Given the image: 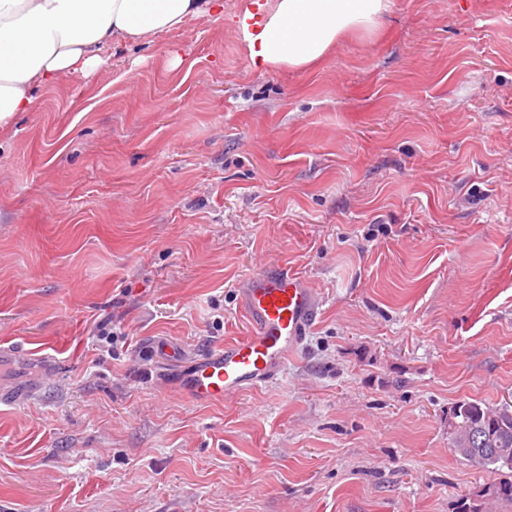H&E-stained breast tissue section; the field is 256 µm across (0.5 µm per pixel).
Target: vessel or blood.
<instances>
[{
	"mask_svg": "<svg viewBox=\"0 0 512 512\" xmlns=\"http://www.w3.org/2000/svg\"><path fill=\"white\" fill-rule=\"evenodd\" d=\"M240 305L250 323L248 336L193 358L176 343L160 346L161 358L172 365L167 385L194 402L210 404L269 382L302 343L318 313L312 289L284 266L248 278L240 291ZM54 373V366L48 365L40 376L0 387V403L25 400Z\"/></svg>",
	"mask_w": 512,
	"mask_h": 512,
	"instance_id": "vessel-or-blood-1",
	"label": "vessel or blood"
}]
</instances>
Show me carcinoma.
I'll use <instances>...</instances> for the list:
<instances>
[{
    "mask_svg": "<svg viewBox=\"0 0 512 512\" xmlns=\"http://www.w3.org/2000/svg\"><path fill=\"white\" fill-rule=\"evenodd\" d=\"M452 418L461 423L452 434V448L465 459L494 471L512 472V407L490 408L475 401L462 399L450 410ZM494 448L481 456L468 452L470 448ZM512 502V478L501 479L481 489L476 498L460 499L458 512H482L485 501Z\"/></svg>",
    "mask_w": 512,
    "mask_h": 512,
    "instance_id": "1",
    "label": "carcinoma"
}]
</instances>
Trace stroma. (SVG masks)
Here are the masks:
<instances>
[{"instance_id":"obj_1","label":"stroma","mask_w":512,"mask_h":512,"mask_svg":"<svg viewBox=\"0 0 512 512\" xmlns=\"http://www.w3.org/2000/svg\"><path fill=\"white\" fill-rule=\"evenodd\" d=\"M250 2L0 130V343L59 370L0 404V512H457L493 480L448 413L512 402V0H395L308 72L251 65ZM274 262L319 306L278 376L166 387L157 342L247 335Z\"/></svg>"}]
</instances>
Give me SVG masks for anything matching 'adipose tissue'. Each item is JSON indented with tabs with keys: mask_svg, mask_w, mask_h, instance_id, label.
I'll use <instances>...</instances> for the list:
<instances>
[{
	"mask_svg": "<svg viewBox=\"0 0 512 512\" xmlns=\"http://www.w3.org/2000/svg\"><path fill=\"white\" fill-rule=\"evenodd\" d=\"M393 6V0H251L234 28L254 66L304 71L349 34L378 29ZM223 15L224 0H0V128L35 108V89L96 70L106 49Z\"/></svg>",
	"mask_w": 512,
	"mask_h": 512,
	"instance_id": "1",
	"label": "adipose tissue"
}]
</instances>
